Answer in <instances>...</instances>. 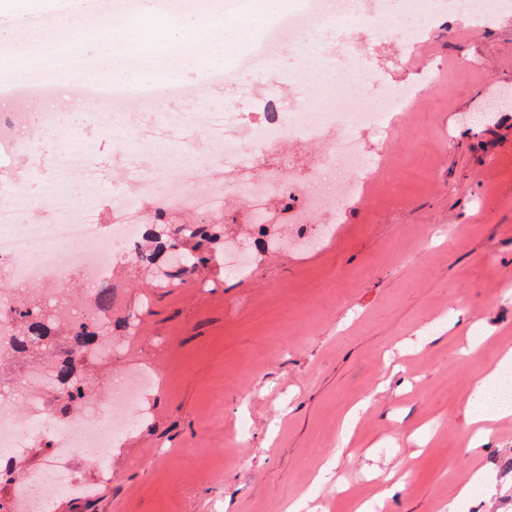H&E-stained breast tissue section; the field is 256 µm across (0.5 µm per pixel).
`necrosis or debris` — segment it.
<instances>
[{"instance_id":"necrosis-or-debris-1","label":"necrosis or debris","mask_w":512,"mask_h":512,"mask_svg":"<svg viewBox=\"0 0 512 512\" xmlns=\"http://www.w3.org/2000/svg\"><path fill=\"white\" fill-rule=\"evenodd\" d=\"M141 0H61L59 12L41 15L30 23L18 24L14 37L0 43V52L28 59L24 68L0 71V94L46 100L66 93L73 104L96 99L97 120L104 130L123 127L130 171L137 175L139 195L119 203L111 225L98 221L97 199L112 182V171L89 151L66 149L37 155L33 174L39 180L37 198L26 193H0V267L13 283L0 293V361L19 367L23 381L0 382V484L12 486L11 495L0 499V512H47L50 502L63 491L83 497L90 487L70 469L72 459L83 455L93 466L100 465L112 449L110 436L118 434L139 415V391L145 377L127 374L113 377L103 392L84 396L85 411L62 417L42 390L56 384L53 370L43 369L11 343V310L29 285L39 287L38 300L51 302L65 318L83 319L96 310L99 284L112 277L118 260L128 256L134 229L148 219L140 199L148 197L161 209L193 210L202 214L223 211L237 200L245 201L255 215H262L270 193L277 192L285 204H293L294 189L288 188L287 172L276 171L257 177L253 163L244 159L242 145L254 153L270 151L279 142L303 136L319 141L315 159L317 175L306 190L309 207L342 210L355 185L359 127L383 121L385 111L397 99L388 88L369 92L365 74L352 72L350 64L327 63L328 85L341 100L339 112H319L311 98H302L295 112H281L276 98H269V114L262 131L242 125L238 113L216 107L206 89L184 97V111L157 113L153 107L170 91L180 89L170 74L133 87L143 109L115 112L109 104L123 92L112 82L90 79L98 65L111 62L117 50L111 36H102L95 58L82 55L74 44L54 52L43 51L37 38L49 36L60 15H87L111 28L118 19L137 18ZM353 0H305L303 7L281 14L273 21L256 52L262 63L276 59L284 46H301L313 31H339L362 25ZM78 77L77 86L60 90L54 77ZM64 118L58 112H1L0 142L22 148L60 131ZM148 149L155 150L154 168L141 172L137 160ZM45 207L50 219L32 223L33 206ZM80 267L84 287L65 285L72 267ZM48 442L43 462L25 474L13 463L32 438Z\"/></svg>"}]
</instances>
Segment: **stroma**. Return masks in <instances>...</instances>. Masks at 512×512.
<instances>
[{
	"instance_id": "obj_1",
	"label": "stroma",
	"mask_w": 512,
	"mask_h": 512,
	"mask_svg": "<svg viewBox=\"0 0 512 512\" xmlns=\"http://www.w3.org/2000/svg\"><path fill=\"white\" fill-rule=\"evenodd\" d=\"M409 13L411 44L370 27L343 32L350 58L404 92L395 123L358 131L384 163L314 243L283 248L239 277L214 262L199 280L155 287L132 261L112 274L111 361L84 371L163 370L148 416L112 449L106 477L78 465L98 496H59L54 512H450L471 474L486 489L462 512H512V415L478 449L463 432L476 385L512 349V10L483 20ZM254 39L225 31L205 64L294 94V73L331 58L316 33L256 70ZM47 107L79 146L112 163L98 208L111 223L125 191L122 143L92 121L95 103ZM311 140L257 159L311 180Z\"/></svg>"
}]
</instances>
